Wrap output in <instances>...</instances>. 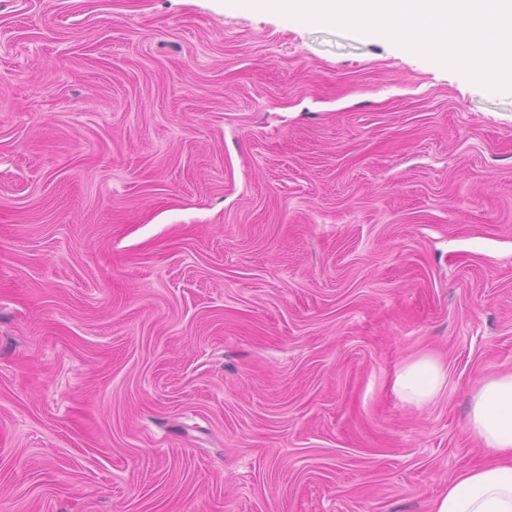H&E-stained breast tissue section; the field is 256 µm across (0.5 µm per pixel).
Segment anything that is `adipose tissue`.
Listing matches in <instances>:
<instances>
[{
	"label": "adipose tissue",
	"mask_w": 512,
	"mask_h": 512,
	"mask_svg": "<svg viewBox=\"0 0 512 512\" xmlns=\"http://www.w3.org/2000/svg\"><path fill=\"white\" fill-rule=\"evenodd\" d=\"M447 375L433 357L406 363L395 389L422 405L443 389ZM469 425L492 454L491 462L453 478L433 504V512H512V371L487 378L472 399Z\"/></svg>",
	"instance_id": "1"
}]
</instances>
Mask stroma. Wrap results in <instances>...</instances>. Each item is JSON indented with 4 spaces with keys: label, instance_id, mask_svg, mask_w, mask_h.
<instances>
[{
    "label": "stroma",
    "instance_id": "1",
    "mask_svg": "<svg viewBox=\"0 0 512 512\" xmlns=\"http://www.w3.org/2000/svg\"><path fill=\"white\" fill-rule=\"evenodd\" d=\"M510 370L511 93L238 0H0V512H431ZM446 379L442 365L433 357L423 356L406 363L400 369L395 389L405 401L422 405L440 393Z\"/></svg>",
    "mask_w": 512,
    "mask_h": 512
}]
</instances>
